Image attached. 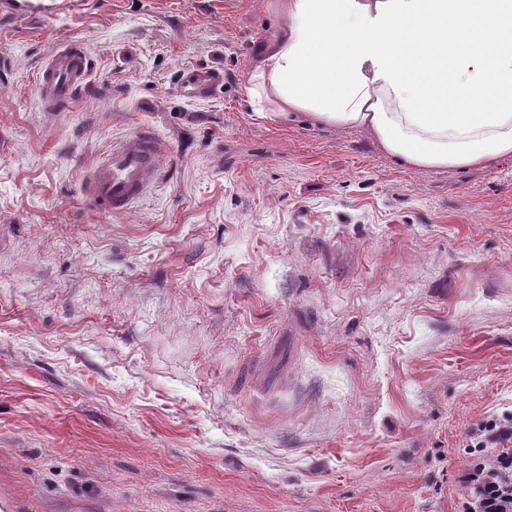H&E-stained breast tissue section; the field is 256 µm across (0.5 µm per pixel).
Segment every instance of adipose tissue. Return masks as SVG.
Instances as JSON below:
<instances>
[{"label":"adipose tissue","mask_w":512,"mask_h":512,"mask_svg":"<svg viewBox=\"0 0 512 512\" xmlns=\"http://www.w3.org/2000/svg\"><path fill=\"white\" fill-rule=\"evenodd\" d=\"M251 95L436 169L512 156V0H273Z\"/></svg>","instance_id":"obj_1"}]
</instances>
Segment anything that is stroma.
Returning <instances> with one entry per match:
<instances>
[{"label": "stroma", "instance_id": "stroma-1", "mask_svg": "<svg viewBox=\"0 0 512 512\" xmlns=\"http://www.w3.org/2000/svg\"><path fill=\"white\" fill-rule=\"evenodd\" d=\"M0 0V512H459L512 412V156L257 118L269 0ZM81 41L90 86L35 75ZM219 71L203 101L183 69ZM154 129L121 213L83 194ZM91 72V60L83 44L73 40L64 44L36 76V87L45 108L59 109L84 87ZM161 167L153 132L142 128L112 148L91 168L84 184L94 208L116 212L128 207L150 187Z\"/></svg>", "mask_w": 512, "mask_h": 512}]
</instances>
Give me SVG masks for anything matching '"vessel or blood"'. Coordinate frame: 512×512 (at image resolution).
Returning <instances> with one entry per match:
<instances>
[{
  "mask_svg": "<svg viewBox=\"0 0 512 512\" xmlns=\"http://www.w3.org/2000/svg\"><path fill=\"white\" fill-rule=\"evenodd\" d=\"M91 72V60L82 43L64 44L36 76L41 104L57 109L68 104L84 87ZM223 81L219 73L189 68L179 76L180 89L191 99L211 96ZM161 167L154 134L143 128L112 148L91 168L84 184L86 198L94 208L116 212L128 207L150 187Z\"/></svg>",
  "mask_w": 512,
  "mask_h": 512,
  "instance_id": "b4317fda",
  "label": "vessel or blood"
}]
</instances>
